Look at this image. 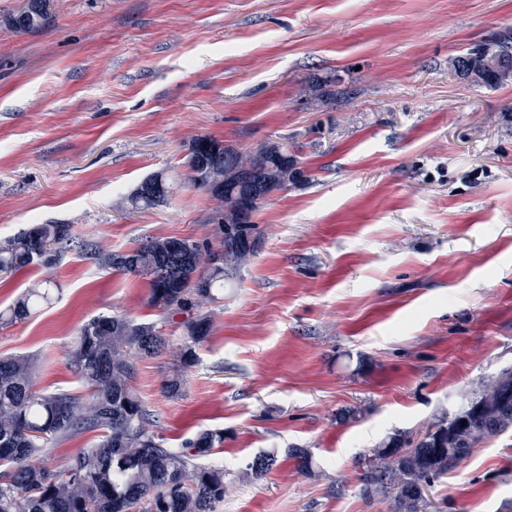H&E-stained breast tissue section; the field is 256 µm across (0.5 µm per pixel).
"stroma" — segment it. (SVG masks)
Instances as JSON below:
<instances>
[{
  "label": "stroma",
  "instance_id": "1",
  "mask_svg": "<svg viewBox=\"0 0 512 512\" xmlns=\"http://www.w3.org/2000/svg\"><path fill=\"white\" fill-rule=\"evenodd\" d=\"M512 32V0H53L49 26L0 25V239L67 224L106 250L213 235L209 196L116 202L184 171L192 139H287L302 178L261 205L256 257L224 288L180 398L169 354L133 390L169 447L220 429L219 512H390L357 461L417 435L512 364V86L450 58ZM59 292L0 327L35 385L82 392L68 354L100 314L156 318L146 279L68 254ZM288 448L312 454L298 472ZM282 459L245 477L259 451ZM426 512H512V429L434 482Z\"/></svg>",
  "mask_w": 512,
  "mask_h": 512
}]
</instances>
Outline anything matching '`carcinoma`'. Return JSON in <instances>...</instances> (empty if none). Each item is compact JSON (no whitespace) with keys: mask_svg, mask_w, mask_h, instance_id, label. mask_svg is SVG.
<instances>
[{"mask_svg":"<svg viewBox=\"0 0 512 512\" xmlns=\"http://www.w3.org/2000/svg\"><path fill=\"white\" fill-rule=\"evenodd\" d=\"M52 18L51 0H29L0 20L29 33ZM512 38L498 36L448 61L458 77L489 88L512 86ZM193 163L187 181L201 188L197 175L224 185L213 195L216 221L213 238L200 243L187 238L151 237L124 251H106L90 239L72 235L68 224H28L0 240V274L29 266L51 270L65 254L78 251L99 267L147 279L148 305L156 320L103 314L85 322L69 352V364L85 383V397L66 391L35 388L32 355L0 358V512H217L224 501V467L206 462L224 444V430L204 429L178 448L166 445L155 429L153 414L133 391L136 363L168 351L174 362L162 384L165 395H182L185 374L197 361V349L213 327L224 281L234 278L257 254V224L235 223L236 206L296 178L287 139L253 151L225 148L211 137L192 143ZM156 184L136 187L124 201L134 209L164 203L182 182L157 173ZM55 283L47 276L31 282L6 309L0 325L29 317L52 302ZM183 331L170 342L162 326ZM512 428V366L484 381L452 415H442L413 437L395 431L358 466L360 491L381 495L392 512H423L425 489L457 468L480 442ZM95 434L66 468L31 463V458L62 439ZM299 471L311 474V453L288 448ZM279 464L278 454L263 451L248 463L247 475L259 480Z\"/></svg>","mask_w":512,"mask_h":512,"instance_id":"carcinoma-1","label":"carcinoma"}]
</instances>
